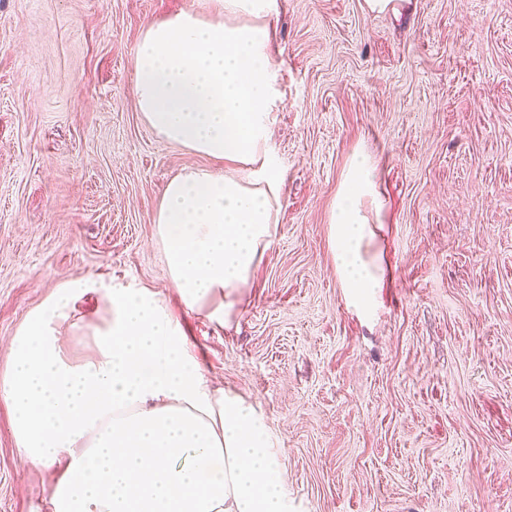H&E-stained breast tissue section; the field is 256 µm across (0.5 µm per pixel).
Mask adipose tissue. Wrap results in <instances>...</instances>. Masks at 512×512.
Listing matches in <instances>:
<instances>
[{"label": "adipose tissue", "instance_id": "ef3b65f1", "mask_svg": "<svg viewBox=\"0 0 512 512\" xmlns=\"http://www.w3.org/2000/svg\"><path fill=\"white\" fill-rule=\"evenodd\" d=\"M272 0H196L147 25L135 49V94L165 140L224 162L186 167L164 187L156 224L183 304L226 324L251 287L282 207L268 142L277 99ZM375 167L356 151L343 172L328 238L359 315L380 304L378 246L386 205ZM96 291L107 315L88 329L97 351L72 363L51 326L76 294ZM0 399L33 462L67 454L53 512H293L264 416L212 387L157 293L65 281L8 345Z\"/></svg>", "mask_w": 512, "mask_h": 512}]
</instances>
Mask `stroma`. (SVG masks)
Segmentation results:
<instances>
[{
    "label": "stroma",
    "instance_id": "stroma-1",
    "mask_svg": "<svg viewBox=\"0 0 512 512\" xmlns=\"http://www.w3.org/2000/svg\"><path fill=\"white\" fill-rule=\"evenodd\" d=\"M192 0H0V379L58 284L160 294L205 377L264 415L298 512H512V0H276L278 231L229 323L187 312L155 218L212 162L137 108L145 26ZM376 163L392 277L348 307L328 241L351 154ZM97 294L56 329L93 356ZM0 399V512H51Z\"/></svg>",
    "mask_w": 512,
    "mask_h": 512
}]
</instances>
